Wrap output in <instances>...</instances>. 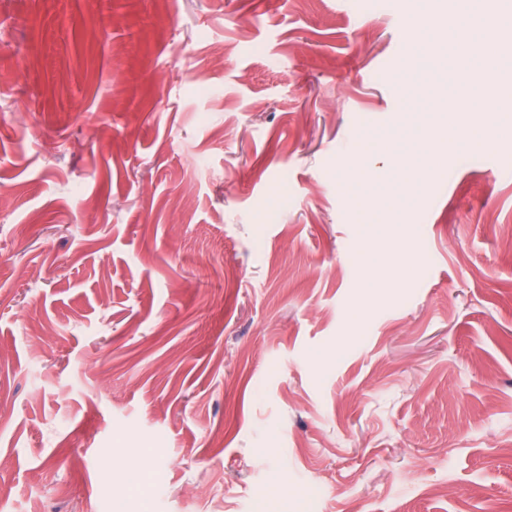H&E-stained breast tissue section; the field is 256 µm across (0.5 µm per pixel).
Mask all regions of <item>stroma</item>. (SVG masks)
I'll return each mask as SVG.
<instances>
[{
    "mask_svg": "<svg viewBox=\"0 0 512 512\" xmlns=\"http://www.w3.org/2000/svg\"><path fill=\"white\" fill-rule=\"evenodd\" d=\"M390 2L0 0V512H512V136L340 179Z\"/></svg>",
    "mask_w": 512,
    "mask_h": 512,
    "instance_id": "1",
    "label": "stroma"
}]
</instances>
